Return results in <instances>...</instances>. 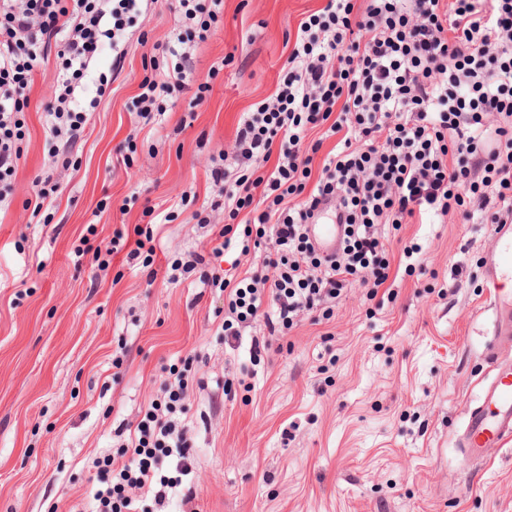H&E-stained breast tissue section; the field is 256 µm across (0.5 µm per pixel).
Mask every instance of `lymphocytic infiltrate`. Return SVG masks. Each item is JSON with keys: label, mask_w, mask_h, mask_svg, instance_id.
Returning a JSON list of instances; mask_svg holds the SVG:
<instances>
[{"label": "lymphocytic infiltrate", "mask_w": 512, "mask_h": 512, "mask_svg": "<svg viewBox=\"0 0 512 512\" xmlns=\"http://www.w3.org/2000/svg\"><path fill=\"white\" fill-rule=\"evenodd\" d=\"M135 0H0V182L21 157L19 119L26 90L59 44L54 99L45 107L50 143L75 144L87 105L75 92L102 43H119ZM337 137L320 174L309 131ZM233 154L246 169L214 164L213 182L229 223L209 255H192V270L213 259L207 287L224 295L225 338L263 322L250 355L260 359L326 301L364 288L367 300L386 290L391 264L382 229L418 215L463 224L512 223V0H328L297 28L276 93L244 113ZM271 172H264L266 163ZM331 204L345 224L335 256H322L307 233L314 211ZM252 219L235 230L242 212ZM268 240L263 273L231 283L219 264L236 233ZM106 267L114 254L151 262L152 231L129 240L115 230L106 247H88ZM195 356L170 367L117 455L96 459L102 474L94 512H134L135 494L164 506L192 472L184 400Z\"/></svg>", "instance_id": "1"}]
</instances>
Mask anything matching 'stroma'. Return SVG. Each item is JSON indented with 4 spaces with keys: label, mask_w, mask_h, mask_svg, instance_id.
<instances>
[{
    "label": "stroma",
    "mask_w": 512,
    "mask_h": 512,
    "mask_svg": "<svg viewBox=\"0 0 512 512\" xmlns=\"http://www.w3.org/2000/svg\"><path fill=\"white\" fill-rule=\"evenodd\" d=\"M325 3L224 0L208 34L186 24L193 79L146 120L140 82L178 58L168 0H141L124 48L103 44L76 91L98 100L85 132L57 152L45 140L59 66L49 53L0 213V512H91L93 458L116 452L118 426L139 420L189 353L200 358L184 415L196 498L173 493L161 509L146 499L138 512H512V444L471 469L456 448L486 369L492 225L386 229L393 255L416 244L426 258L398 273L395 299L341 296L330 320H303L257 362L249 348L262 327L225 343L205 266L164 276L167 258L214 246L224 211L213 159L274 94L299 22ZM46 176L59 189L36 213L27 202ZM91 226L99 242L152 228L154 266L119 254L91 268L76 255Z\"/></svg>",
    "instance_id": "obj_1"
}]
</instances>
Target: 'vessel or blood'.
I'll return each instance as SVG.
<instances>
[{
    "label": "vessel or blood",
    "instance_id": "b4317fda",
    "mask_svg": "<svg viewBox=\"0 0 512 512\" xmlns=\"http://www.w3.org/2000/svg\"><path fill=\"white\" fill-rule=\"evenodd\" d=\"M342 227L330 212L317 211L309 236L322 254H333ZM495 246L484 265L493 311L485 362L488 378L464 417L459 439L463 463H483L512 444V224L495 227Z\"/></svg>",
    "mask_w": 512,
    "mask_h": 512
}]
</instances>
